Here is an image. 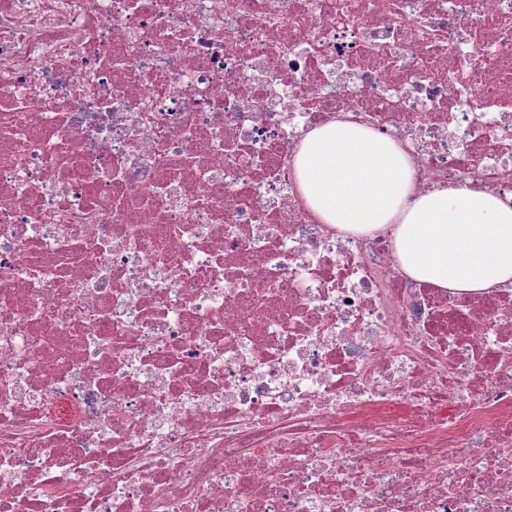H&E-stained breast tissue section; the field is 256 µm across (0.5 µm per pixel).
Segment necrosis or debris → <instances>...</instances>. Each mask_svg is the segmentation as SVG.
Listing matches in <instances>:
<instances>
[{"instance_id": "obj_1", "label": "necrosis or debris", "mask_w": 512, "mask_h": 512, "mask_svg": "<svg viewBox=\"0 0 512 512\" xmlns=\"http://www.w3.org/2000/svg\"><path fill=\"white\" fill-rule=\"evenodd\" d=\"M340 113L512 203V0H0V512H512V289L314 217Z\"/></svg>"}]
</instances>
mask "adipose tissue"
<instances>
[{"label":"adipose tissue","mask_w":512,"mask_h":512,"mask_svg":"<svg viewBox=\"0 0 512 512\" xmlns=\"http://www.w3.org/2000/svg\"><path fill=\"white\" fill-rule=\"evenodd\" d=\"M314 215L338 231H391L409 277L453 292L512 287V206L466 186L417 191L400 142L342 118L302 138L294 162Z\"/></svg>","instance_id":"1"}]
</instances>
